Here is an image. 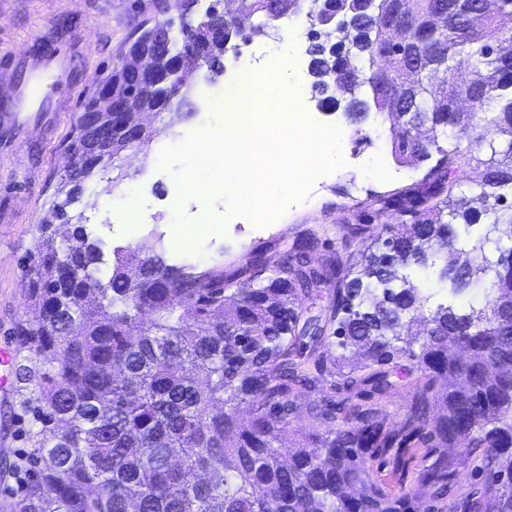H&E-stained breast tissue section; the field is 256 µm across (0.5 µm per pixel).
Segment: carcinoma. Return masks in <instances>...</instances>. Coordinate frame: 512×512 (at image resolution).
<instances>
[{
    "instance_id": "1",
    "label": "carcinoma",
    "mask_w": 512,
    "mask_h": 512,
    "mask_svg": "<svg viewBox=\"0 0 512 512\" xmlns=\"http://www.w3.org/2000/svg\"><path fill=\"white\" fill-rule=\"evenodd\" d=\"M250 14L277 21L298 11L301 0H237ZM204 22L171 29L170 50L203 38ZM313 26L329 37L345 31L349 47L332 56L312 44L314 88L331 95L368 88L379 112L402 124L395 156L423 162L438 133L463 132L471 116L456 96L484 114L490 162L479 192L454 202L453 177L464 162L456 150L441 157L418 187L394 195L410 220L390 231L397 254L360 261L334 256L336 309L350 313L339 331L344 350H361L366 373L342 375L352 389L382 394L394 386L392 364L405 358L424 376L404 425L384 432L369 410L357 423L320 439L288 447L294 391L312 390L328 372L293 357L310 326L296 302L310 296L318 273L308 266L313 241L286 251L257 253L229 275L190 272L169 264L152 246L117 248L105 259L81 216L67 213L93 170L74 147L63 201L35 236L38 262L31 299L38 320L22 330L41 365L37 408L40 426L30 436L31 476L14 512H411L406 496L389 495L364 466L368 448L414 447L432 442L421 475L434 499L450 493L458 461L475 463L494 500L492 512H512V248L476 270L470 255L486 243L512 241V0H322ZM467 53L472 79L448 94L456 57ZM511 138L496 150L495 137ZM484 232L466 240L451 225ZM413 259L439 262L456 294L484 289L486 305L453 302L424 313L429 297L399 266ZM272 268L268 284L240 295L233 281L252 266ZM400 278L398 291L374 294L383 279ZM149 314V323L142 321ZM255 402L251 420L240 407ZM443 413L429 419L430 403ZM451 512H484V495L471 490Z\"/></svg>"
}]
</instances>
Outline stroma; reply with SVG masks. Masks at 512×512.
<instances>
[{
	"instance_id": "1",
	"label": "stroma",
	"mask_w": 512,
	"mask_h": 512,
	"mask_svg": "<svg viewBox=\"0 0 512 512\" xmlns=\"http://www.w3.org/2000/svg\"><path fill=\"white\" fill-rule=\"evenodd\" d=\"M156 0H0V56H15L35 50H66L80 47L82 54L72 70L73 99L83 104L108 78L126 53L130 43L144 28L160 20ZM207 70L192 77L189 92L177 94L171 106L146 116L153 139L143 146L122 151L120 180L111 182V198L100 201L99 181H92L83 201L73 213L83 212L92 202L102 216L89 225L93 238L103 243L105 252L114 248H137L163 241L168 263L191 265L197 270L224 267L232 271L253 253L270 247L285 249L308 236L317 243L309 253L312 265L327 266L336 251L346 250L351 262L372 246L386 226L398 224L401 216L387 200L397 191L415 187L430 169V162L401 164L392 154L390 121L376 110L357 117L335 107L322 106L312 91L310 71L298 72L300 104L313 116L337 122L345 131L340 139L342 163L322 174V190L308 198L297 210H284L264 237L258 238L246 215L232 212L228 198L216 194L211 199L199 195L181 197L176 176L182 170L174 163L161 167L157 146H181L200 129H217L224 123L220 108H207L202 95ZM76 113L50 136L29 134L13 146L0 148V348L14 352V388L0 396V512H12L21 489L9 465L28 448L27 434L34 425L23 400H36L40 378L32 368L28 352L19 350L15 326L34 320L37 311L28 298L29 274L36 259L34 236L37 225L52 218V204L58 199L72 163L69 151L75 132ZM151 213L154 223L141 224L137 236H127V205ZM432 302L456 300L462 305L482 307L484 291L451 296L447 282L437 268L407 263L401 269ZM336 306V279L328 277L305 300V315L320 316L324 339L312 347L311 355L335 358L342 350L336 342L335 323L329 317ZM339 375H332L314 391L302 394L288 418V430L313 438L335 429L336 424L317 416V405L332 400L346 410L376 411L386 430L400 429L412 405L421 373L406 359L398 362L397 385L380 396L339 388ZM419 459H409L406 473L394 471L391 456L368 452L366 467L371 478L389 493L412 497L417 512L433 505V489L418 477Z\"/></svg>"
}]
</instances>
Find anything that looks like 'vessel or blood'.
<instances>
[{"label":"vessel or blood","instance_id":"1","mask_svg":"<svg viewBox=\"0 0 512 512\" xmlns=\"http://www.w3.org/2000/svg\"><path fill=\"white\" fill-rule=\"evenodd\" d=\"M70 64L69 55L53 51L15 59L14 68L23 78L4 90L10 106L0 113V141L13 142L32 129L49 131L58 126L64 104L53 87L66 76Z\"/></svg>","mask_w":512,"mask_h":512}]
</instances>
